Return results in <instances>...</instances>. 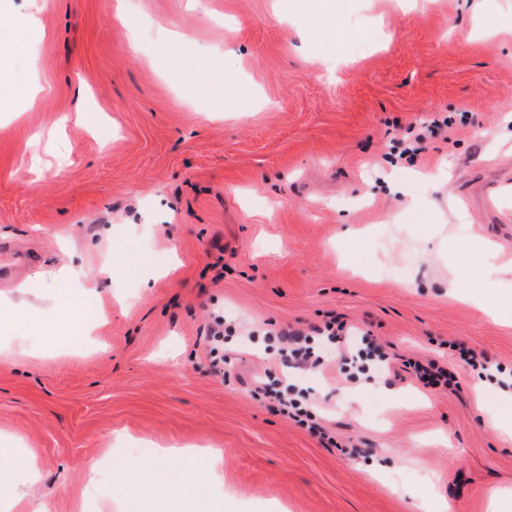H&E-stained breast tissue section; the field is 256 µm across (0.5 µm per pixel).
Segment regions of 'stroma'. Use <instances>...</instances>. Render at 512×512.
Masks as SVG:
<instances>
[{"instance_id": "obj_1", "label": "stroma", "mask_w": 512, "mask_h": 512, "mask_svg": "<svg viewBox=\"0 0 512 512\" xmlns=\"http://www.w3.org/2000/svg\"><path fill=\"white\" fill-rule=\"evenodd\" d=\"M335 2L0 0L18 47L0 65V313L50 311L60 279L77 297L113 267L89 330L0 328V448L35 459L0 512L189 488L200 512H420V493L512 512V441L472 395L512 409V323L486 313L512 303V0ZM219 63L235 85L204 89L194 72ZM491 265L484 307L450 292ZM332 322L345 344L318 335ZM289 329L320 366L283 367ZM365 335L397 376L351 365ZM415 362L455 384L424 387ZM280 379L298 410L264 394ZM141 443L152 468L90 493L86 462ZM172 446L221 460L160 459Z\"/></svg>"}]
</instances>
